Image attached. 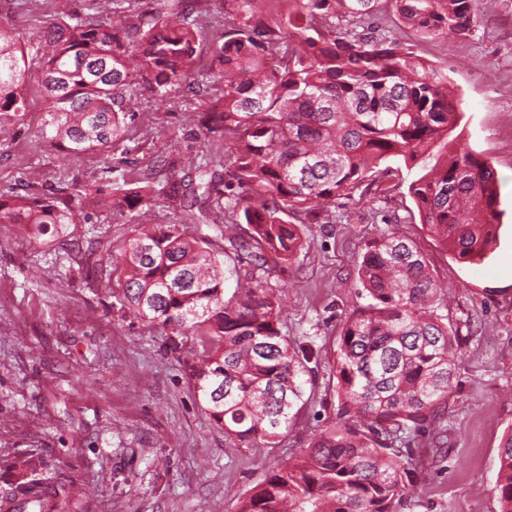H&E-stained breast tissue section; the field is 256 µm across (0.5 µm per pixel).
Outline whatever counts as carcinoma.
<instances>
[{
  "label": "carcinoma",
  "instance_id": "cac0c4a2",
  "mask_svg": "<svg viewBox=\"0 0 512 512\" xmlns=\"http://www.w3.org/2000/svg\"><path fill=\"white\" fill-rule=\"evenodd\" d=\"M402 21L426 35H469L480 0H394ZM379 0H224V36L209 47L206 99L197 124L224 140L230 174L208 162L140 186L109 182L38 197L0 193V224H72L96 202L136 229L109 263L121 271L119 301L168 336L191 341L183 359L198 403L239 448H275L314 391L313 344L282 333L283 309L269 263L292 264L310 224L380 163L408 165L448 148L461 99L447 75L387 32H370ZM191 0L135 13L131 0H86L83 12L28 36L0 26V113L29 109L25 78L41 71L46 119L38 137L75 155L130 139L139 92L157 106L193 81L201 34ZM331 18L352 21L346 29ZM495 172L466 146L410 184L420 223L459 261L477 263L495 241L502 211ZM236 185L242 192L225 194ZM212 217L224 254L250 270L231 295L219 254L184 226ZM246 224L242 235L237 225ZM370 302L343 317L336 336L338 420L315 430L292 465L270 473L238 512H399L419 467V436L442 431L457 373L459 336L427 256L383 233L357 262ZM14 468L28 493L30 460ZM499 512H512V432L498 449Z\"/></svg>",
  "mask_w": 512,
  "mask_h": 512
}]
</instances>
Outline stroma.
I'll list each match as a JSON object with an SVG mask.
<instances>
[{"instance_id": "35a3bbf8", "label": "stroma", "mask_w": 512, "mask_h": 512, "mask_svg": "<svg viewBox=\"0 0 512 512\" xmlns=\"http://www.w3.org/2000/svg\"><path fill=\"white\" fill-rule=\"evenodd\" d=\"M84 0H37L19 8L0 0V23L28 33L81 11ZM380 30L441 68L463 101L451 133L494 169L505 214L499 243L483 262L466 264L430 236L409 192L429 172L432 150L413 167L380 164L329 208L332 224L291 266L270 280L281 292L284 330L310 336L318 352L314 399L276 448L231 447L197 403L184 351L133 319L108 288L107 255L132 225L85 204L60 234L25 224L0 226V500L18 481L17 458L31 460L58 512H237L275 467L294 463L314 427L337 416L331 366L345 313L366 305L355 289V263L381 232L413 239L453 293L459 366L441 426L446 443L423 437L401 512H498V446L512 430V0H482L467 38H431L405 26L382 0ZM32 70L30 107L5 120L0 135V192L42 194L59 186L106 185L111 170L132 181L162 179L168 159L207 154L224 144L189 126L200 93L177 88L156 109L139 96L131 140L75 158L40 140L45 107Z\"/></svg>"}]
</instances>
